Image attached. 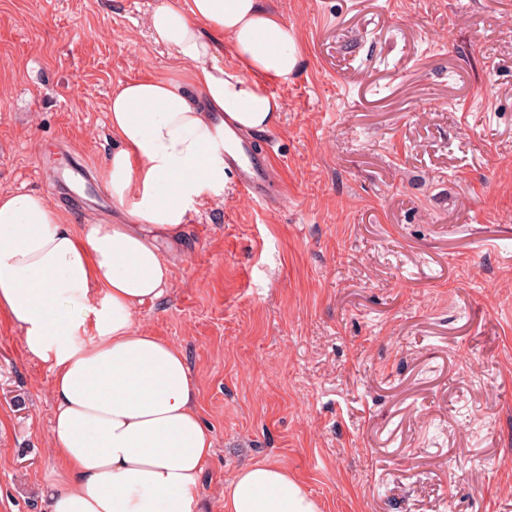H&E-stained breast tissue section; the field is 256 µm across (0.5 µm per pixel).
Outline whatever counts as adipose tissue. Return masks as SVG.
<instances>
[{"mask_svg": "<svg viewBox=\"0 0 512 512\" xmlns=\"http://www.w3.org/2000/svg\"><path fill=\"white\" fill-rule=\"evenodd\" d=\"M156 43L191 67L190 84L129 80L112 92L119 147L103 183L126 224H67L46 197L0 191V311L26 353L51 372L49 512H198L213 437L191 371L135 313L159 298L191 211L224 198V123L271 127L266 83L299 69L296 32L266 0H162L148 11ZM235 67H225V51ZM224 512H321L286 467L258 461L224 486Z\"/></svg>", "mask_w": 512, "mask_h": 512, "instance_id": "adipose-tissue-1", "label": "adipose tissue"}]
</instances>
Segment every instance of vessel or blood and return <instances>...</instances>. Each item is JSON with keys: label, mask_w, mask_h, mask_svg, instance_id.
I'll return each mask as SVG.
<instances>
[{"label": "vessel or blood", "mask_w": 512, "mask_h": 512, "mask_svg": "<svg viewBox=\"0 0 512 512\" xmlns=\"http://www.w3.org/2000/svg\"><path fill=\"white\" fill-rule=\"evenodd\" d=\"M224 131V164L236 185L251 199L266 202L269 197L267 158L255 153L250 141L236 135L232 123H225Z\"/></svg>", "instance_id": "obj_1"}]
</instances>
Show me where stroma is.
Wrapping results in <instances>:
<instances>
[{"label":"stroma","mask_w":512,"mask_h":512,"mask_svg":"<svg viewBox=\"0 0 512 512\" xmlns=\"http://www.w3.org/2000/svg\"><path fill=\"white\" fill-rule=\"evenodd\" d=\"M150 0H0V190L118 144L121 82L186 80ZM302 62L255 148L276 201L191 212L136 324L183 351L214 437L199 495L287 467L321 512H512V0H273ZM51 373L0 313V512H48Z\"/></svg>","instance_id":"stroma-1"}]
</instances>
